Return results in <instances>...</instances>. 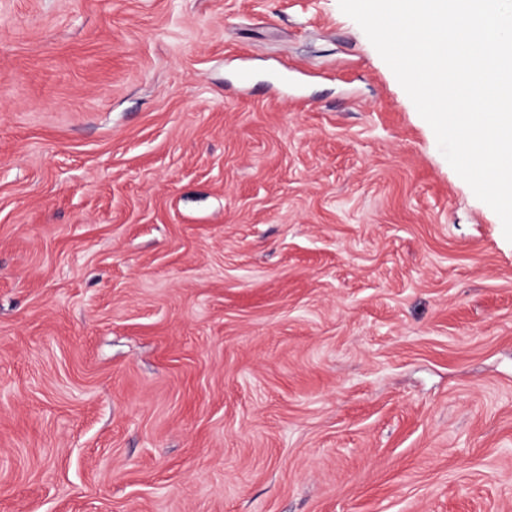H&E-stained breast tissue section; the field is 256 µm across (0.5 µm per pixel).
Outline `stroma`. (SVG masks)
<instances>
[{
	"label": "stroma",
	"mask_w": 512,
	"mask_h": 512,
	"mask_svg": "<svg viewBox=\"0 0 512 512\" xmlns=\"http://www.w3.org/2000/svg\"><path fill=\"white\" fill-rule=\"evenodd\" d=\"M0 512H512V242L338 0H0Z\"/></svg>",
	"instance_id": "35a3bbf8"
}]
</instances>
